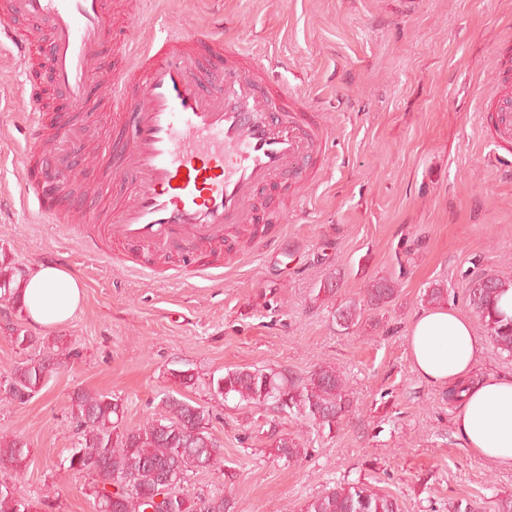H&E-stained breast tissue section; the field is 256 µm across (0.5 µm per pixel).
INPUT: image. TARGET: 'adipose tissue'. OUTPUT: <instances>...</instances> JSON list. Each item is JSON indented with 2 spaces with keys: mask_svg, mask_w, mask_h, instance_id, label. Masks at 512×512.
Returning a JSON list of instances; mask_svg holds the SVG:
<instances>
[{
  "mask_svg": "<svg viewBox=\"0 0 512 512\" xmlns=\"http://www.w3.org/2000/svg\"><path fill=\"white\" fill-rule=\"evenodd\" d=\"M82 288L68 268L40 264L23 284L24 311L41 326L66 323L80 305ZM407 343L412 366L422 378L458 393L453 425L466 448L512 468V377L478 375L484 345L469 320L445 307L423 311L412 320Z\"/></svg>",
  "mask_w": 512,
  "mask_h": 512,
  "instance_id": "adipose-tissue-1",
  "label": "adipose tissue"
}]
</instances>
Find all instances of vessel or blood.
<instances>
[{"label":"vessel or blood","mask_w":512,"mask_h":512,"mask_svg":"<svg viewBox=\"0 0 512 512\" xmlns=\"http://www.w3.org/2000/svg\"><path fill=\"white\" fill-rule=\"evenodd\" d=\"M116 32L111 0H5L0 47L20 64L41 51L51 64L50 90L32 81L19 88L32 110L52 92L66 111L95 112L91 86L102 72ZM109 109L130 116L131 132L110 130L109 155L88 223L102 243L139 245L155 255L179 250L199 257L223 241L227 227L275 224L281 216L258 201L261 187L279 179L309 184L323 166L326 130L306 95L267 76L263 60L211 27L193 36H150L131 63L111 76ZM497 148L512 149V40L496 47L492 89L479 106ZM27 190L37 201L74 205L72 173L45 181L49 160L25 154Z\"/></svg>","instance_id":"obj_1"}]
</instances>
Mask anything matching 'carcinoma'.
I'll use <instances>...</instances> for the list:
<instances>
[{
  "label": "carcinoma",
  "mask_w": 512,
  "mask_h": 512,
  "mask_svg": "<svg viewBox=\"0 0 512 512\" xmlns=\"http://www.w3.org/2000/svg\"><path fill=\"white\" fill-rule=\"evenodd\" d=\"M23 271L0 253V302L21 311L20 283ZM512 281L484 274L465 289L466 304L487 328L490 340L512 354V317L497 309V302ZM396 288L388 279L375 281L368 289L366 305L380 306L394 300ZM362 306L356 303L336 308V320L347 328L358 323ZM12 343L24 351L38 343L26 330L6 327ZM42 356L27 358L10 378L0 383L8 403L24 404L36 395L59 368L67 347L58 337ZM216 395L256 406L274 408L324 429H333L350 407L342 375L331 365H320L301 381L282 373L261 370H229L208 385ZM162 413L137 428H121L122 404L110 395L78 390L70 397V414L77 442L66 459L68 470L94 477L92 496L99 512H149L153 497H165L166 512H228L222 497L190 499L179 487L193 468L209 469L222 463L220 448L209 431V415L195 402L166 392ZM33 448L21 436L0 437V512H33L34 505L15 495L13 479L22 471ZM276 455L290 462L307 455L295 439L281 437ZM302 512H400L397 501L357 481L340 483L308 501Z\"/></svg>",
  "instance_id": "cac0c4a2"
}]
</instances>
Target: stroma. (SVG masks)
Listing matches in <instances>:
<instances>
[{"mask_svg":"<svg viewBox=\"0 0 512 512\" xmlns=\"http://www.w3.org/2000/svg\"><path fill=\"white\" fill-rule=\"evenodd\" d=\"M112 18L132 43L144 19L184 33L223 26L270 61L271 78L306 93L329 129L325 167L298 203L287 186L260 190L268 207L287 205L288 221L268 247L258 228L227 231L214 255L223 278L185 273L192 257L181 251L157 256L154 275L132 273L139 250L91 253L84 242L95 229L83 214L57 224L28 197L20 168L31 108L16 85L38 66L21 68L0 51V250L25 271L53 262L84 284L79 309L60 326L0 306V325L64 337L70 351L30 401L0 403V436L33 448L17 496L37 512H95L91 476L64 466L76 441L72 392L118 398L123 426L134 427L173 390L209 413L224 453L221 468L187 473L185 496H224L234 512H301L359 480L401 512L467 502L498 512L512 468L465 448L453 428L457 404L413 369L407 331L427 308L424 290L440 285L484 341L481 373L512 375V356L489 342L464 296L480 275L512 280V158H496L477 112L495 46L512 37V0H418L408 12L398 0H112ZM380 278L394 281L395 299L339 326L336 308L364 301ZM328 281L337 293L319 295ZM325 362L353 398L330 432L208 389L233 369L303 380ZM180 370L193 386L180 385ZM283 436L307 457H276Z\"/></svg>","mask_w":512,"mask_h":512,"instance_id":"1","label":"stroma"}]
</instances>
